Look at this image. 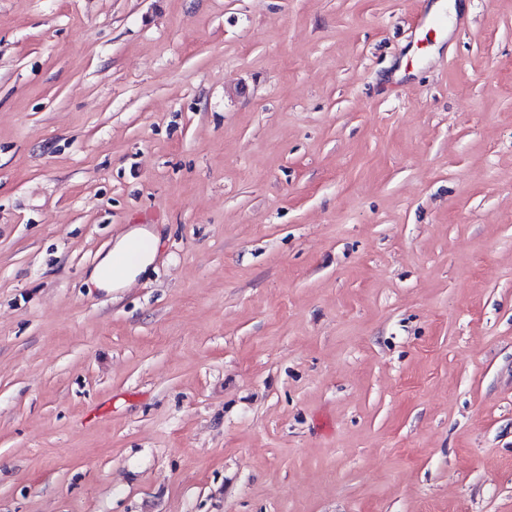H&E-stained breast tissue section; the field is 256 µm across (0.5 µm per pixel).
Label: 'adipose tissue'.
<instances>
[{"label": "adipose tissue", "mask_w": 512, "mask_h": 512, "mask_svg": "<svg viewBox=\"0 0 512 512\" xmlns=\"http://www.w3.org/2000/svg\"><path fill=\"white\" fill-rule=\"evenodd\" d=\"M156 255V235L144 227L131 228L117 235L111 248L99 254L90 280L105 290L132 287L148 273Z\"/></svg>", "instance_id": "obj_1"}]
</instances>
